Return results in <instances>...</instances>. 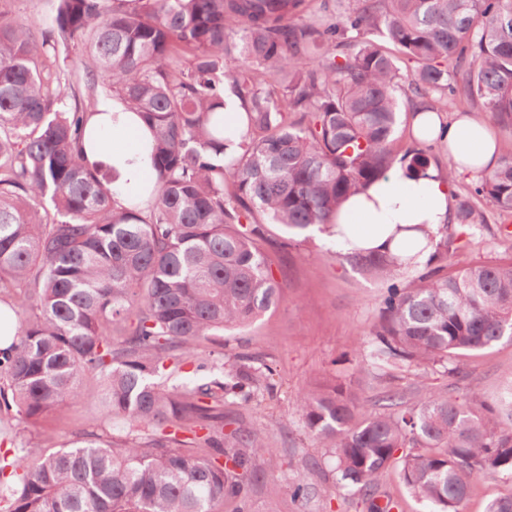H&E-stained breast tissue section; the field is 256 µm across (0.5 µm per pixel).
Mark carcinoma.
<instances>
[{"mask_svg": "<svg viewBox=\"0 0 512 512\" xmlns=\"http://www.w3.org/2000/svg\"><path fill=\"white\" fill-rule=\"evenodd\" d=\"M57 0L48 26L0 12V306L16 319L0 349V512H251L245 481L266 479L259 434L224 432L211 411L251 398L275 375L209 373L197 344L277 303L281 284L257 246L259 225L294 236L331 225L343 203L397 163L432 166L421 147L395 149L406 112L464 100L512 126V0H354L306 20L310 0ZM78 47L97 86L119 93L151 128L150 199L119 203L79 144L94 110L73 84L51 88L41 58ZM189 54L183 65V54ZM243 64L226 67V59ZM409 71L402 72V67ZM244 115L226 118L224 86ZM455 208L481 224L471 198L512 216V154L477 175ZM444 227L418 283L387 255L361 265L388 280L369 357L435 363L512 339V258L459 261ZM191 367L171 390L157 379ZM91 375L96 384L87 385ZM85 404L99 422L69 446H16L15 421ZM309 432L334 449L337 483L375 493L399 465L429 512H461L474 477L512 475V402L475 410L425 394L398 412L363 413L335 380L303 392ZM193 434L187 448L177 432ZM204 435H199V432Z\"/></svg>", "mask_w": 512, "mask_h": 512, "instance_id": "cac0c4a2", "label": "carcinoma"}]
</instances>
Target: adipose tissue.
I'll use <instances>...</instances> for the list:
<instances>
[{
    "instance_id": "1",
    "label": "adipose tissue",
    "mask_w": 512,
    "mask_h": 512,
    "mask_svg": "<svg viewBox=\"0 0 512 512\" xmlns=\"http://www.w3.org/2000/svg\"><path fill=\"white\" fill-rule=\"evenodd\" d=\"M425 124L447 145L457 170L476 173L496 166V142L484 123L466 114L446 121L435 112L418 113L414 128ZM88 127L82 153L110 174L115 196L123 202L147 196L154 182L147 152L150 128L119 96L102 99ZM452 192L437 168L421 176L395 167L344 202L325 237L348 254L400 256L409 245L415 266H423L440 228L453 219Z\"/></svg>"
}]
</instances>
